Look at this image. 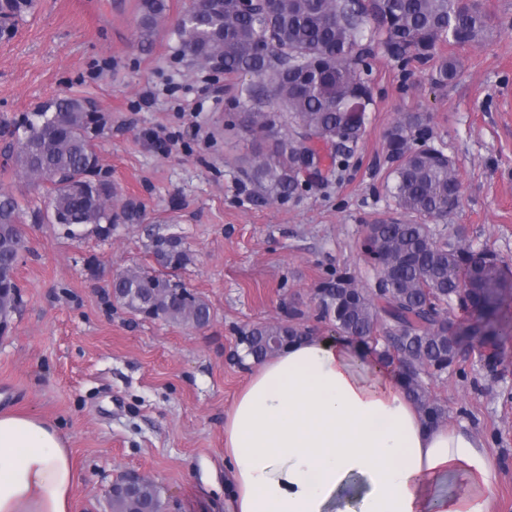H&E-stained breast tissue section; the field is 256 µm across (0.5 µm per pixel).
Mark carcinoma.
Returning a JSON list of instances; mask_svg holds the SVG:
<instances>
[{"label": "carcinoma", "mask_w": 512, "mask_h": 512, "mask_svg": "<svg viewBox=\"0 0 512 512\" xmlns=\"http://www.w3.org/2000/svg\"><path fill=\"white\" fill-rule=\"evenodd\" d=\"M31 8L32 0H0V18L12 21ZM167 11V0H140V37H152ZM488 29L489 18L475 0H203L182 15L175 34L181 49H194L195 58L213 70L259 80L239 85L235 99H266L271 106L243 112L239 122L266 144L244 157L243 173L271 202L310 183L301 174L305 167L331 173L346 165L371 104L362 73L374 48L402 64L434 62L435 80L445 84L455 78L458 61L436 56L437 47L478 44ZM36 114L38 121L28 124L9 159L27 185L46 187L51 222L93 224L108 235L117 221H140V209H112V184L103 183L94 196L78 190L99 161L86 104L62 97L39 105ZM432 139L422 112L403 113L388 129L386 149L396 163L390 191L418 219L364 225L361 249L380 279L365 287L349 272H338L315 289L314 299L318 319L395 365L426 422L439 425L448 407L432 396L429 384L458 362L448 319L457 310L466 314L464 328L506 356L503 312L512 280L497 254L474 251L461 229L427 223L447 216L462 196L454 161L430 145ZM20 211L14 195L0 191V319L7 322L20 305V287L8 277L26 248ZM152 255L162 271L138 269L112 278V299L131 314L206 326L209 305L176 281L190 262L182 239L153 237ZM304 317L293 307L279 321L252 326L239 337L244 356L259 362L311 334ZM111 508L163 512L164 503L151 483L134 496L117 495Z\"/></svg>", "instance_id": "obj_1"}]
</instances>
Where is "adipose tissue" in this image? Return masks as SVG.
Returning <instances> with one entry per match:
<instances>
[{"label":"adipose tissue","instance_id":"1","mask_svg":"<svg viewBox=\"0 0 512 512\" xmlns=\"http://www.w3.org/2000/svg\"><path fill=\"white\" fill-rule=\"evenodd\" d=\"M229 512H492L493 453L428 427L393 368L345 338L305 336L259 363L224 415ZM59 431L0 413V512H71Z\"/></svg>","mask_w":512,"mask_h":512}]
</instances>
